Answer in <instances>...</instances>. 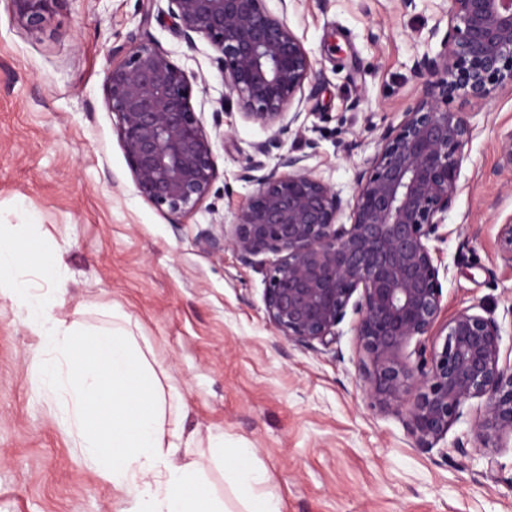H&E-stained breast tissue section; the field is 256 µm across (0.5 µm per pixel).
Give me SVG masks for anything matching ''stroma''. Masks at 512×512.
Wrapping results in <instances>:
<instances>
[{
  "instance_id": "obj_1",
  "label": "stroma",
  "mask_w": 512,
  "mask_h": 512,
  "mask_svg": "<svg viewBox=\"0 0 512 512\" xmlns=\"http://www.w3.org/2000/svg\"><path fill=\"white\" fill-rule=\"evenodd\" d=\"M284 15L317 77L289 130L246 119L226 99L217 55L185 41L167 0H59L32 32L0 0V225L28 224L18 275L30 287L70 278L62 316L85 327L111 312L131 317L167 382L183 395L185 426L243 443L283 512H512V447H481L482 401L465 406L435 448L414 446L404 413L369 402L366 354L347 314L331 348L280 338L269 324L260 265L231 249L203 250L254 192L243 173L255 144L279 137L352 203L378 137L417 93L413 64L436 54L432 27L448 29L450 0H266ZM152 41L187 74L192 105L212 143L218 177L193 211L158 210L137 191L105 104L107 69L130 39ZM474 127L459 190L439 232L442 314H491L512 353V267L499 229L512 220V95L485 104L458 97ZM221 125H214V118ZM0 297V512H121L123 494L91 467L61 421V397L42 379L52 359Z\"/></svg>"
}]
</instances>
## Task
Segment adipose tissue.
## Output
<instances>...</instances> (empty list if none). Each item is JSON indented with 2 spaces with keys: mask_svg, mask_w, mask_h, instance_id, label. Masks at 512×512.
Returning <instances> with one entry per match:
<instances>
[{
  "mask_svg": "<svg viewBox=\"0 0 512 512\" xmlns=\"http://www.w3.org/2000/svg\"><path fill=\"white\" fill-rule=\"evenodd\" d=\"M28 230L25 224L0 225V297L16 300L41 346L56 351V359L42 362V374L67 395L65 424L85 458L125 494L128 512H228L208 478L211 462L221 458L243 512H282L280 499L265 489V471L253 462L251 449L226 451L223 436L213 434L209 458L181 460V451L200 441L184 427L182 398L164 388L130 318L113 315L111 325L99 331L56 316L66 273L56 271L41 293L17 276L21 257L13 241Z\"/></svg>",
  "mask_w": 512,
  "mask_h": 512,
  "instance_id": "obj_1",
  "label": "adipose tissue"
}]
</instances>
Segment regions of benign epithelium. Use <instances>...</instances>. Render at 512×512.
I'll list each match as a JSON object with an SVG mask.
<instances>
[{
    "label": "benign epithelium",
    "mask_w": 512,
    "mask_h": 512,
    "mask_svg": "<svg viewBox=\"0 0 512 512\" xmlns=\"http://www.w3.org/2000/svg\"><path fill=\"white\" fill-rule=\"evenodd\" d=\"M32 30L43 28L59 0H10ZM180 37H205L219 56L229 94L245 118L280 125L305 86L313 61L265 0H168ZM448 30L433 57L413 72L415 98L397 125L385 127L369 166L357 176L350 223L343 201L304 164L282 159L283 172L252 160L256 188L221 236L201 245L231 248L244 263L271 256L263 300L282 339L325 348L336 342L347 312L368 362L371 403L405 412L415 447L430 450L474 399L484 401L477 437L485 448L512 438V360L501 359L496 320L465 307L441 321L442 284L430 247L458 192L463 149L472 136L465 113L448 109L458 94L483 102L499 89L512 94V0H450ZM105 101L135 187L171 214L195 209L218 170L212 140L192 106L184 70L153 43L133 42L108 69ZM501 259L512 266V222L499 231ZM437 333L432 349L404 350L416 336Z\"/></svg>",
    "instance_id": "benign-epithelium-1"
}]
</instances>
